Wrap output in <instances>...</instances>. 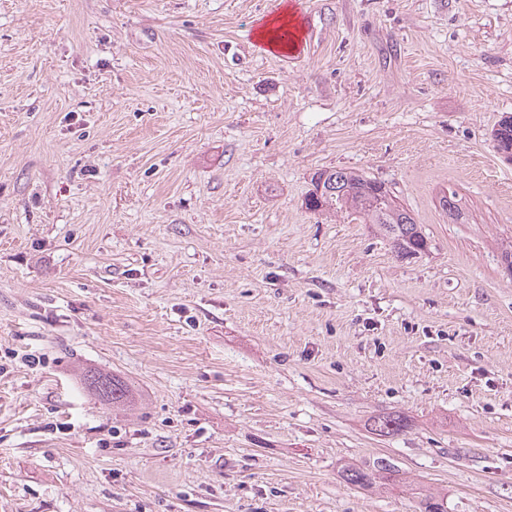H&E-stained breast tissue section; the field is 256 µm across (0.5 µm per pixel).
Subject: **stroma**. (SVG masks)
Instances as JSON below:
<instances>
[{
	"label": "stroma",
	"mask_w": 512,
	"mask_h": 512,
	"mask_svg": "<svg viewBox=\"0 0 512 512\" xmlns=\"http://www.w3.org/2000/svg\"><path fill=\"white\" fill-rule=\"evenodd\" d=\"M297 3L272 50L281 0H0V512H512V0ZM288 19L290 23L297 22L295 6L292 7L291 5L286 4L275 17L266 18L264 20L263 25L257 30L259 40L273 50L281 49L279 43L273 37L275 31L272 26L277 22H284L285 24H288ZM497 150L506 158H512V116L502 117L493 132ZM314 189L305 197L304 204L308 211L319 212L332 207L345 209L352 213L370 216L372 224L390 242L396 256L401 259H412L425 253L428 248L427 239L416 224L412 213L404 208L397 197L388 189L384 182L363 174L343 169H332V182L323 175ZM325 185V186H324ZM322 191L321 193L318 192ZM89 378H92L90 385L94 388L95 392L107 404H112V408L126 405L127 390L119 380L101 372L95 373L89 376ZM109 388L111 391L108 392ZM370 427L371 431L378 436H390L404 431L407 423L400 415L388 414L374 418ZM399 470H396L394 465L383 459H377L370 465L364 467L347 466L342 472V478L363 490L384 487L388 488L389 485L396 482Z\"/></svg>",
	"instance_id": "1"
}]
</instances>
